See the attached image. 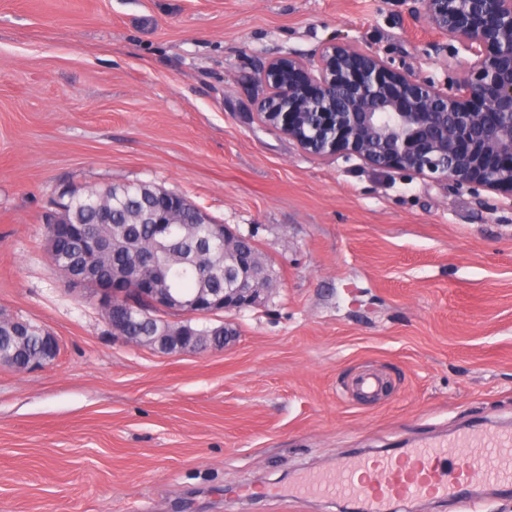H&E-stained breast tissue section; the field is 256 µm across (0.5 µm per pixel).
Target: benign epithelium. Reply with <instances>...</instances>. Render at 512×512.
<instances>
[{
	"label": "benign epithelium",
	"mask_w": 512,
	"mask_h": 512,
	"mask_svg": "<svg viewBox=\"0 0 512 512\" xmlns=\"http://www.w3.org/2000/svg\"><path fill=\"white\" fill-rule=\"evenodd\" d=\"M409 14L439 38L437 64L444 78H421L357 40L325 42L307 52H268L244 81L257 89L253 104L265 125L319 157L355 156L379 170L401 169L447 187L475 185L512 201V0H411ZM471 57L455 75L459 53ZM224 244V288L213 299H180L156 270L155 256L131 260L115 251L123 273L106 288L92 257L110 242L89 233L85 261L66 282L89 290L112 335L127 340L116 316L131 294L150 302L162 323H178L150 347L165 354L201 350L192 320L218 319L211 335L235 342L233 314L262 309L272 289L273 260L242 245V235L213 224L203 248ZM46 356L28 369L51 364L59 342L46 332Z\"/></svg>",
	"instance_id": "benign-epithelium-1"
}]
</instances>
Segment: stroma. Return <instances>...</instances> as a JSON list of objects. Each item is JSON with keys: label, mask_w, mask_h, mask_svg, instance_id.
Returning <instances> with one entry per match:
<instances>
[{"label": "stroma", "mask_w": 512, "mask_h": 512, "mask_svg": "<svg viewBox=\"0 0 512 512\" xmlns=\"http://www.w3.org/2000/svg\"><path fill=\"white\" fill-rule=\"evenodd\" d=\"M335 37L438 72L402 0H0V312L61 349L0 366V512H339L288 489L512 429V201L306 154L253 109L256 57ZM109 183L184 195L273 256L232 346L125 343L54 271L52 199Z\"/></svg>", "instance_id": "35a3bbf8"}]
</instances>
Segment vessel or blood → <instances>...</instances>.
Instances as JSON below:
<instances>
[{
    "instance_id": "obj_1",
    "label": "vessel or blood",
    "mask_w": 512,
    "mask_h": 512,
    "mask_svg": "<svg viewBox=\"0 0 512 512\" xmlns=\"http://www.w3.org/2000/svg\"><path fill=\"white\" fill-rule=\"evenodd\" d=\"M512 495V432L471 429L446 443H415L403 454L341 463L329 476L316 475L297 490L370 504L383 512L394 499L434 492L467 497L474 480Z\"/></svg>"
}]
</instances>
